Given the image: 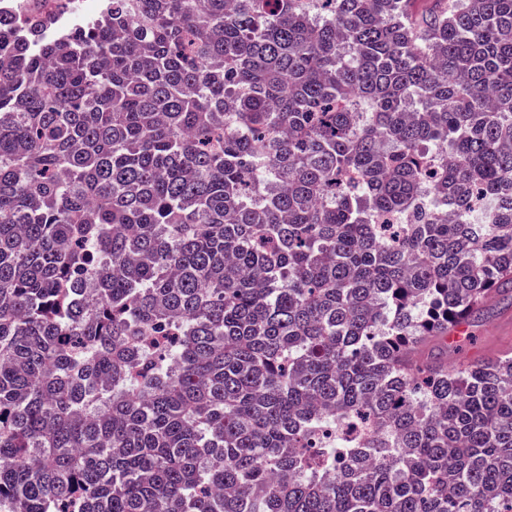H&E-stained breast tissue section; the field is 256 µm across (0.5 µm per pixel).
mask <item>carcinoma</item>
Masks as SVG:
<instances>
[{"label":"carcinoma","instance_id":"1","mask_svg":"<svg viewBox=\"0 0 512 512\" xmlns=\"http://www.w3.org/2000/svg\"><path fill=\"white\" fill-rule=\"evenodd\" d=\"M411 3L0 17V512H512V0ZM477 341L468 345L464 353H457L454 345L458 338L448 340V366L496 357L512 352V304L509 299L492 298L483 314L469 324L468 332ZM336 436L352 440H356L359 437L366 439L369 436V429L365 425H357L356 423L327 425L318 439V444L315 443L313 446L314 448L327 446L336 440Z\"/></svg>","mask_w":512,"mask_h":512}]
</instances>
